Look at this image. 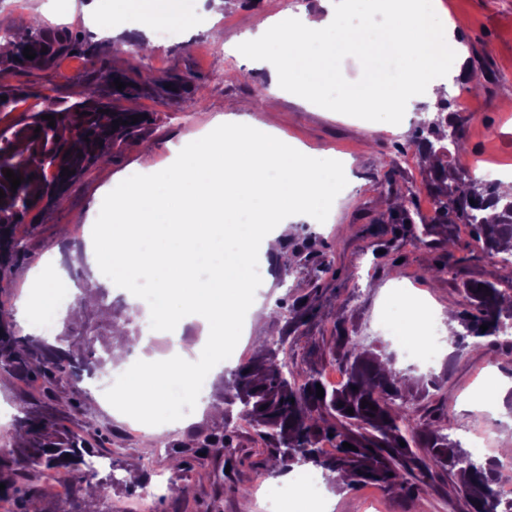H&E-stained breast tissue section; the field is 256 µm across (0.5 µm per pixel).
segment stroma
I'll return each instance as SVG.
<instances>
[{"label":"stroma","instance_id":"35a3bbf8","mask_svg":"<svg viewBox=\"0 0 512 512\" xmlns=\"http://www.w3.org/2000/svg\"><path fill=\"white\" fill-rule=\"evenodd\" d=\"M153 3L137 0L130 9L122 0H99L101 13L113 21L114 32L106 37L83 18L82 0H0V35L21 29L32 15L39 14L45 27L81 33L92 48L88 57L65 55L48 68L8 72L0 90L11 93L13 103L0 114V130L45 108L50 101L78 100L90 87L96 93L105 92L107 82L93 76L100 68L139 67L142 93L136 109L151 117L109 162L91 168L61 203L44 212H32L17 226L27 256L0 280L2 309L17 312L18 302L27 292V274L56 244L59 228L68 229L73 248L63 260L67 274L85 268L83 241L76 231L97 223L122 180L140 165L143 144L153 145L152 163L162 168L172 148L195 147L201 132L218 130L221 117L250 125L264 121L261 107L255 104V91L268 87L266 71L234 50L236 41L251 31L256 15H310L324 9L322 0H233L222 17L205 22L196 5L190 11L194 24L180 27L174 39L153 40L138 64L127 52L125 18L130 11H145ZM441 4L458 21L459 36L469 50L464 75L453 77L448 87L453 90L465 85L474 111L480 114L478 120H464L465 148L457 152L453 163L476 177L486 168L512 169V0H441ZM370 53L377 59L376 66L339 60L335 67L343 77L360 84L401 77L405 63L400 56L380 45L372 46ZM177 77L190 79L193 87L173 101L167 90ZM436 109L433 103L426 108ZM423 111L414 110L403 120L391 112H367L357 118L350 112H328L286 96L279 98L277 127L281 135L312 151L344 157L347 176L332 212L317 211L282 235L283 249L296 242L311 245L310 250L295 256L290 270L280 267L274 253L263 255L266 288L258 310L262 321L253 325L250 336L225 350L224 367L209 383V402H223L225 379L241 366L258 361L269 346L275 347L283 370L299 376L330 370L342 375V363L330 355L336 342L333 323L340 316L360 341L392 355L397 370H408L392 328L393 322L406 318L392 299L394 288L415 293L432 306L436 312L433 327L440 331L448 324V309L461 300L464 281L489 273L512 276V267L485 253L469 231L457 230L453 245L447 246L423 241L415 223L397 234L390 226L378 224L380 199L395 193L410 214L428 216L433 211L428 194L430 166L413 146ZM377 122L389 125V132L373 135L370 127ZM451 252L467 256L465 266L441 280H431L427 267ZM313 290L318 293L314 309L301 324L292 325L289 314L279 313V304H292ZM106 301L113 307L110 319L87 311L70 318V325L111 341L114 324L123 322L131 303L122 288L107 289ZM499 377L512 381V358L501 349L439 350L430 367L411 372L418 392L414 415L423 423L430 415L439 414L456 441L462 440L467 428L483 429L488 438L487 454L496 456L499 448L512 447V410L507 407L512 395L495 392ZM109 380L105 374L76 384L62 382L56 399L50 400L39 383L22 375L10 377L8 385L0 389V451L13 448V423L26 412L51 416L67 428L93 422L103 448L111 450L123 465L115 470L99 467L98 480H111L112 485L107 496L88 500L89 512H139L135 498L139 481L132 477V470L151 462L164 474L167 485L178 480L168 462L171 445L192 444L196 433L210 428L212 421L200 410L176 426L172 413L149 406L132 409L120 402L105 406L99 395ZM72 397L80 400V408L69 407ZM133 414L161 422L163 446L147 447L145 438L128 430ZM230 427L234 432L231 448L218 455L206 454L194 463L189 479L195 488V502L184 505L166 486L159 491L153 512H264L262 488L273 482L267 474L268 443L245 421L231 419ZM243 487L250 489L249 497H241ZM319 491L323 512H365L370 501L378 505L379 512H471L469 500L455 491L453 476L437 468L413 496L374 485L335 487L324 482Z\"/></svg>","mask_w":512,"mask_h":512}]
</instances>
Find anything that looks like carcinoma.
Here are the masks:
<instances>
[{"mask_svg": "<svg viewBox=\"0 0 512 512\" xmlns=\"http://www.w3.org/2000/svg\"><path fill=\"white\" fill-rule=\"evenodd\" d=\"M0 38L13 41L12 52L0 56V73L48 66L63 55L90 53L84 39L62 28H42L20 39L14 32ZM27 46L36 54L32 60L23 55ZM117 79L126 87L118 90L112 85L104 96L55 102L33 113L20 127L0 131V190L5 193L0 199V277L26 253L16 237V226L31 212L45 211L64 199L90 168L106 161L148 123L141 112L139 122L133 124V111L114 106L116 101L138 98L142 91L141 84L125 70H112L110 81ZM438 110L414 141L418 153L436 160L428 185L434 214L422 225V234L447 240L454 225L467 224L487 253L512 257V196L501 195L497 184L474 182L448 162L443 131L453 127L451 144L460 147V120L457 113L448 111L446 102L439 103ZM46 115L54 116V125L44 119ZM119 118L126 124L115 130L113 121ZM38 127L41 131L36 136ZM65 167L75 174L61 175ZM8 169L25 174L14 191L5 177ZM468 261L450 254L431 269V276L440 280ZM501 284L496 276L463 282V300L456 311V319L465 329L458 334L459 348H483L484 338L501 335L500 326L512 320V288ZM483 324L488 326L485 331L480 329ZM334 330L333 360L347 365L342 386H326L324 397H317L316 384L322 378L312 374L297 381L293 372L280 370L271 350L266 364L242 368L225 382L226 391L234 395L224 397V421L203 436L200 447L214 453L230 447L233 431L229 421L236 416L254 426L261 438L272 440L269 456L280 468L270 469L271 477L311 465L321 469L330 482L346 476L349 486L372 482L387 490L415 492L432 469L441 468L456 476V489L469 499L472 512H512V502L502 503L495 495L501 460L472 459L443 432L437 418L417 422L409 405L407 378L393 368L392 358L350 336L342 317L336 319ZM94 354L93 340L74 335L67 326L56 345L19 336L11 314L0 309V373L25 372L51 393L58 382H77L85 371L104 372L108 361H93L90 356ZM236 403L241 408L235 412L232 406ZM90 430L91 426L84 425L66 431L46 417L20 418L16 432L21 446L6 454L0 452V483L5 484L0 499H13L20 512H43L33 479L60 469L86 483V493L105 494L108 484L90 482L95 469L89 462L98 457L89 439ZM345 442L356 450L343 448ZM326 443L332 448L328 455L323 450ZM169 460L179 471L194 469L192 456L177 446L172 447Z\"/></svg>", "mask_w": 512, "mask_h": 512, "instance_id": "cac0c4a2", "label": "carcinoma"}]
</instances>
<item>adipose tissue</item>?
I'll list each match as a JSON object with an SVG mask.
<instances>
[{
  "label": "adipose tissue",
  "instance_id": "obj_1",
  "mask_svg": "<svg viewBox=\"0 0 512 512\" xmlns=\"http://www.w3.org/2000/svg\"><path fill=\"white\" fill-rule=\"evenodd\" d=\"M351 0H327L324 12L300 18L259 19L235 50L264 58L273 96L291 94L321 101L326 72L311 59L370 60L367 45L392 47L406 60L402 77L379 88L335 80L337 102L398 112L436 100L448 81V64L464 66L467 50L455 25L439 14L437 0H400L386 20L364 35L339 28ZM345 159L332 152L313 155L281 137L273 124L261 132L238 125L204 134L191 151L175 149L170 164L123 182L111 208L95 224L85 254L98 276L132 289L131 300L173 347L156 362L127 368L121 396L155 407L170 405L174 393L193 400L197 389L190 353L240 336V314L257 295V250L275 247L276 227L308 219L311 210L332 209ZM35 297H23L19 316L26 323L51 317L65 320L59 299L69 281L33 270ZM153 283L151 298L136 295L141 282ZM201 323L191 339L187 325Z\"/></svg>",
  "mask_w": 512,
  "mask_h": 512
}]
</instances>
